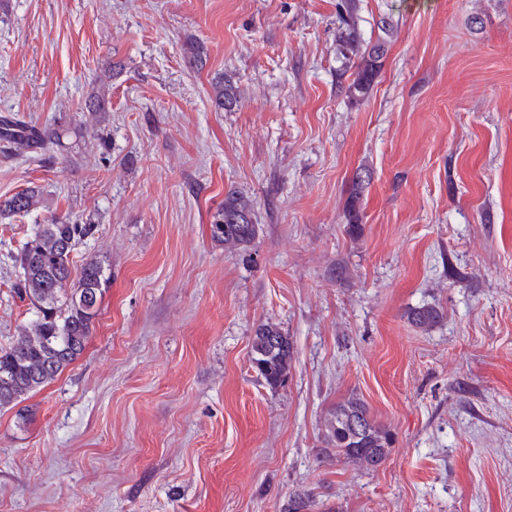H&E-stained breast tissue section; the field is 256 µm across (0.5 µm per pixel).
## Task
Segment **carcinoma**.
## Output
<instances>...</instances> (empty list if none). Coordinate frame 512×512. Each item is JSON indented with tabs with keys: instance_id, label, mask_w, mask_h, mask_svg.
I'll return each mask as SVG.
<instances>
[{
	"instance_id": "carcinoma-1",
	"label": "carcinoma",
	"mask_w": 512,
	"mask_h": 512,
	"mask_svg": "<svg viewBox=\"0 0 512 512\" xmlns=\"http://www.w3.org/2000/svg\"><path fill=\"white\" fill-rule=\"evenodd\" d=\"M354 11L355 3L348 0L340 12L342 31L338 41L360 58L345 94L351 102L361 103L369 97L375 83L386 41L382 39L361 48ZM110 81L109 76L98 78L96 88L79 110L109 111ZM238 99L231 83L215 85L213 102L217 108H230ZM68 135L69 128L64 126L37 127L10 113L0 116V147L4 149H31L52 157L63 149ZM370 179V172L359 171L353 180L347 209V227L352 234L360 231L359 196L364 182ZM42 202V187L29 186L0 200V219L25 216ZM253 215L252 201L235 190L229 191L213 216L212 237L231 247L250 245L259 233ZM96 232L97 225L91 222L54 217L49 223L38 225L33 237L15 256L22 274L20 299L29 301L35 319L7 347L0 349V410L18 405L54 381L85 350L109 276L104 261L96 256L86 257L77 276H72V254ZM441 318L442 312L436 306L407 312L408 321L424 332ZM293 355V341L278 325L268 322L256 328L250 362L270 389L285 385ZM323 443L326 455L334 454L345 465L374 471L387 458L393 438L390 430L372 417L366 403L352 395L336 403L325 419ZM312 506L310 493H295L282 512H310Z\"/></svg>"
}]
</instances>
